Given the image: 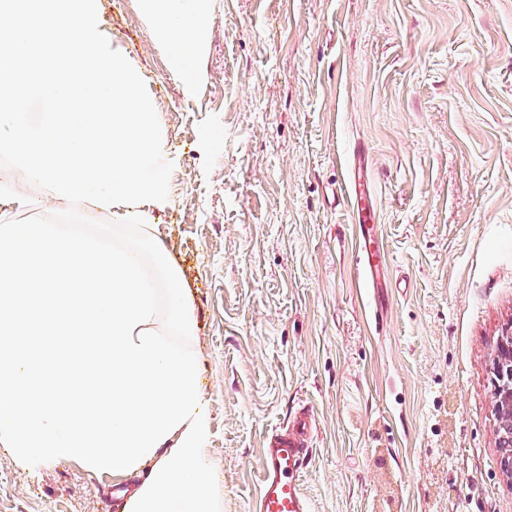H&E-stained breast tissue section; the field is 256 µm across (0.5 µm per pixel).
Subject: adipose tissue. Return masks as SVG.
Listing matches in <instances>:
<instances>
[{"label":"adipose tissue","instance_id":"adipose-tissue-1","mask_svg":"<svg viewBox=\"0 0 512 512\" xmlns=\"http://www.w3.org/2000/svg\"><path fill=\"white\" fill-rule=\"evenodd\" d=\"M144 17L187 92L202 79L200 61L209 29L208 0H140Z\"/></svg>","mask_w":512,"mask_h":512}]
</instances>
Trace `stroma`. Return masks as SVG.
<instances>
[{"mask_svg": "<svg viewBox=\"0 0 512 512\" xmlns=\"http://www.w3.org/2000/svg\"><path fill=\"white\" fill-rule=\"evenodd\" d=\"M167 134L153 212L195 307L207 457L254 512L261 448L313 408L312 512H512L495 354L512 336V0H210L186 94L139 0H100ZM361 150L393 280L357 277ZM133 486L0 447V512H121Z\"/></svg>", "mask_w": 512, "mask_h": 512, "instance_id": "obj_1", "label": "stroma"}]
</instances>
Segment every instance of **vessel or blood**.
Masks as SVG:
<instances>
[{
	"instance_id": "b4317fda",
	"label": "vessel or blood",
	"mask_w": 512,
	"mask_h": 512,
	"mask_svg": "<svg viewBox=\"0 0 512 512\" xmlns=\"http://www.w3.org/2000/svg\"><path fill=\"white\" fill-rule=\"evenodd\" d=\"M360 153L348 161L344 188L352 224L358 227L357 264L362 287H378L385 267L373 247V214L367 209L369 187L359 169ZM315 421L304 415L295 418L291 428L270 434L262 450L259 495L256 512H310L300 473L310 453L309 441Z\"/></svg>"
}]
</instances>
